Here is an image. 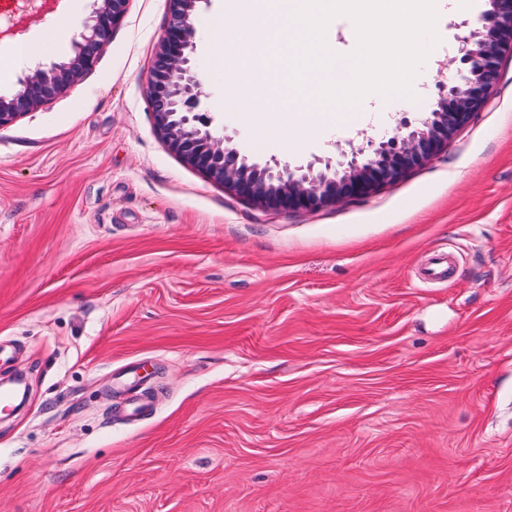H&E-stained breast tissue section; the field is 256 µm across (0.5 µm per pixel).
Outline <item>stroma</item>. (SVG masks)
<instances>
[{
	"mask_svg": "<svg viewBox=\"0 0 512 512\" xmlns=\"http://www.w3.org/2000/svg\"><path fill=\"white\" fill-rule=\"evenodd\" d=\"M424 68L457 80L465 24ZM88 0L0 37V94L71 55ZM193 22L216 132L293 163L363 131L298 115L292 139L239 99L265 80ZM168 0H129L81 81L0 127V512H512V57L447 148L367 200L265 212L154 129L149 72ZM381 99L371 127L418 121ZM151 369L128 417L117 370Z\"/></svg>",
	"mask_w": 512,
	"mask_h": 512,
	"instance_id": "stroma-1",
	"label": "stroma"
}]
</instances>
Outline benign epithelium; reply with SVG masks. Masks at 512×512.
I'll return each mask as SVG.
<instances>
[{
	"instance_id": "1",
	"label": "benign epithelium",
	"mask_w": 512,
	"mask_h": 512,
	"mask_svg": "<svg viewBox=\"0 0 512 512\" xmlns=\"http://www.w3.org/2000/svg\"><path fill=\"white\" fill-rule=\"evenodd\" d=\"M129 0H91L73 53L38 64L18 78L17 89L0 95V127L33 112L74 86L95 63ZM203 0H169L170 21L151 69L147 98L156 131L184 163L262 210L314 211L360 200L433 160L489 100L499 79L501 57L512 53V0H490L480 26L459 37L452 62L464 72L458 82L435 84L429 115L401 122L391 134L369 136L336 160L315 157L292 165L276 157L241 151L232 136H219L203 117L204 92L194 60L193 19Z\"/></svg>"
}]
</instances>
